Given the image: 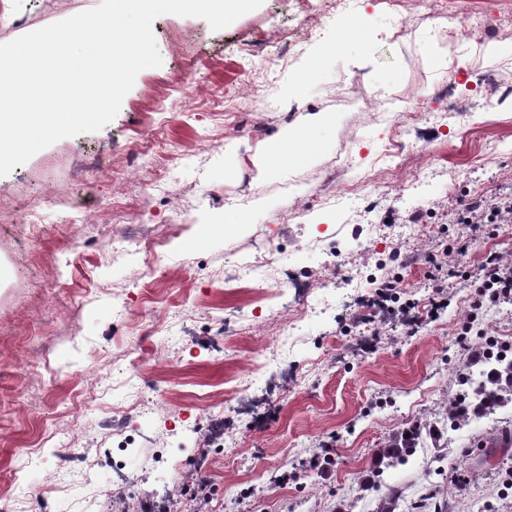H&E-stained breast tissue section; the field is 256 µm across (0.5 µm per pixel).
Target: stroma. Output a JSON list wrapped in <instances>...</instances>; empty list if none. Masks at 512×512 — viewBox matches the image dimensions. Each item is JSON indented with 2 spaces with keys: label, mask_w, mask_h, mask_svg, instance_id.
Instances as JSON below:
<instances>
[{
  "label": "stroma",
  "mask_w": 512,
  "mask_h": 512,
  "mask_svg": "<svg viewBox=\"0 0 512 512\" xmlns=\"http://www.w3.org/2000/svg\"><path fill=\"white\" fill-rule=\"evenodd\" d=\"M99 3L7 0L0 44ZM347 14L357 35L342 34ZM152 28L163 63L110 124L0 177V512H111L115 499L141 512L168 497L176 512H374L391 489L395 512H512V446L495 447L512 403L448 425L479 333L512 342V306L473 308L483 256L512 259V223L455 221L471 197L512 199V98L486 105L483 84H512V65L477 51L512 49V0H264L220 31L170 14ZM445 87L466 117L439 101ZM316 112L332 121L312 159L257 178L259 151ZM47 191L59 205L35 221ZM254 199L226 229L225 208ZM447 246L448 306L408 325ZM279 253L274 278L255 279ZM387 280L400 310L371 306ZM260 354L262 378L235 392ZM122 413L139 449L115 472L99 459ZM412 424L434 437L406 464L379 463ZM326 444L334 465L306 470ZM67 455L86 477L60 476ZM189 473L206 502L182 490Z\"/></svg>",
  "instance_id": "obj_1"
}]
</instances>
